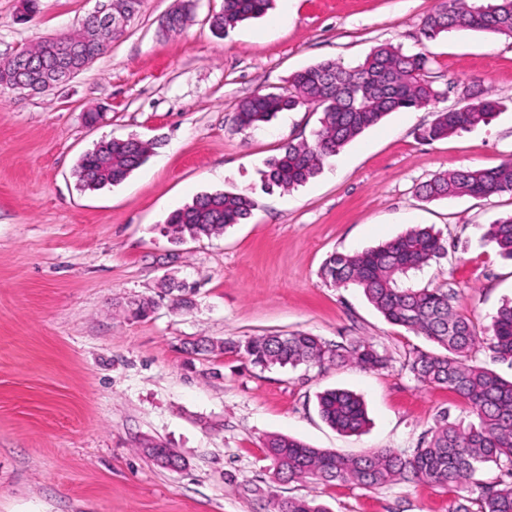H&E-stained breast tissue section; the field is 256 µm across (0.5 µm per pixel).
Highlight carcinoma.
Instances as JSON below:
<instances>
[{
    "mask_svg": "<svg viewBox=\"0 0 512 512\" xmlns=\"http://www.w3.org/2000/svg\"><path fill=\"white\" fill-rule=\"evenodd\" d=\"M273 0H224L222 11L213 17L217 30L264 16ZM492 32L512 38V0H494L487 7H475L469 0H443L423 23V35L434 39L453 30ZM94 37L112 41V33L100 31L89 19L79 29L62 34V40L80 45ZM429 59L422 52L407 54L391 44L374 47L364 61L347 68L325 60L291 75L288 94H257L241 101L236 123L243 131L270 122L278 113L299 105L322 110L321 126L310 142L288 143L279 156L267 163L264 183L268 189L288 191L306 183L323 168L324 162L387 115L403 109H421L436 101L442 92L426 79ZM501 104L492 97L473 94L454 109L434 113L420 138L435 141L462 130L490 122ZM147 141L111 139L85 153L76 170L79 186L95 191L124 181L149 156ZM512 193V160L492 168L446 172L421 186L429 200L470 196L488 198ZM258 202L229 191L205 192L174 212L168 233L174 240L197 239L221 234L241 224L257 209ZM488 235L503 254L512 259V216L489 226ZM448 248L441 233L414 226L396 238L352 254H334L324 263L321 275L338 288L352 284L361 288L369 302L391 325L424 337L436 347L418 351L408 362L409 372L425 385L444 386L469 405L477 422H443L430 440L411 454L389 448H371L356 457L312 448L281 435L266 440L276 474L283 482L311 479L321 483L354 482L382 487L411 480H425L446 487H466L475 474L496 467L512 476V379L469 360L479 343L471 321L459 315L453 305L452 288H410L400 280L446 257ZM489 346L495 357L512 364V303L502 306L494 317ZM243 352L261 367L326 362L352 363L364 369L382 367L386 358L366 340L331 344L306 332L272 333L242 341H214L203 350ZM322 420L345 434H355L367 425L361 398L341 390H327L318 396ZM477 512H512V483H475ZM276 512H328L308 498H281Z\"/></svg>",
    "mask_w": 512,
    "mask_h": 512,
    "instance_id": "1",
    "label": "carcinoma"
}]
</instances>
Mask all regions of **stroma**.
Masks as SVG:
<instances>
[{"instance_id":"obj_1","label":"stroma","mask_w":512,"mask_h":512,"mask_svg":"<svg viewBox=\"0 0 512 512\" xmlns=\"http://www.w3.org/2000/svg\"><path fill=\"white\" fill-rule=\"evenodd\" d=\"M181 0H141L108 50L47 92L0 88V512H274L277 499H316L330 512H454L460 489L424 481L364 488L274 476L264 442L285 435L357 455L410 453L441 417L467 421V403L419 384L407 362L423 337L387 323L361 288L320 275L335 253L431 226L448 256L414 273L416 288H454L457 311L486 336L512 300V260L487 235L512 214V194L427 201L434 175L512 159V38L421 33L441 0H275L264 17L214 34L223 0H196L178 32L160 35ZM99 0H0V62L71 32ZM392 44L424 52L434 107L391 113L297 189L266 190L262 173L283 145L312 140L321 110L300 106L242 132L237 105L281 93L292 74L332 59L347 67ZM475 91L501 109L489 123L426 143L434 110ZM103 108L96 126L82 114ZM154 142L125 181L81 190L74 170L94 145ZM254 197L250 219L217 237L176 243L169 216L201 193ZM196 283L190 308L166 281ZM154 301L143 318L125 311ZM308 332L330 343L372 342L387 363L271 367L243 355L186 353L184 341ZM361 396L370 425L344 434L321 418L318 395ZM157 446L184 465L149 459Z\"/></svg>"}]
</instances>
